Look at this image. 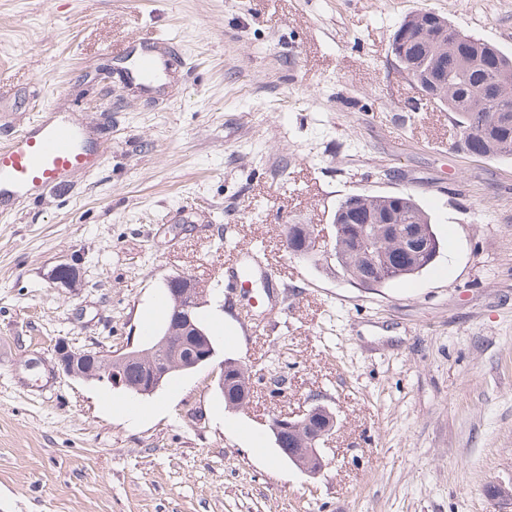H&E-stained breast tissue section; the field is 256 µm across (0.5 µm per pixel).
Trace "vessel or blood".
I'll use <instances>...</instances> for the list:
<instances>
[{"instance_id": "vessel-or-blood-1", "label": "vessel or blood", "mask_w": 512, "mask_h": 512, "mask_svg": "<svg viewBox=\"0 0 512 512\" xmlns=\"http://www.w3.org/2000/svg\"><path fill=\"white\" fill-rule=\"evenodd\" d=\"M168 65V60L145 52L137 58L135 71L140 83L148 88ZM95 162L88 132L45 115L0 149V212L15 199L39 194Z\"/></svg>"}]
</instances>
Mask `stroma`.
<instances>
[{"label": "stroma", "mask_w": 512, "mask_h": 512, "mask_svg": "<svg viewBox=\"0 0 512 512\" xmlns=\"http://www.w3.org/2000/svg\"><path fill=\"white\" fill-rule=\"evenodd\" d=\"M429 10L512 55V0H0V147L46 109L73 114L100 166L0 217V512H497L512 484V160L458 150L451 112L391 43ZM182 61L152 92L154 48ZM412 195L440 252L374 290L289 255L357 194ZM80 259L72 288L50 284ZM272 275L246 295L236 264ZM179 272L206 289L217 360L253 398L226 408L203 366L142 398L66 376L57 341H149ZM337 417L314 478L273 416ZM170 59L176 60L171 57ZM171 60L162 59L152 52L142 53L135 63V71L140 83L146 88L153 86L160 73L169 65H172ZM78 263L71 257L52 267L47 273V279L58 288H72L78 276Z\"/></svg>", "instance_id": "1"}]
</instances>
